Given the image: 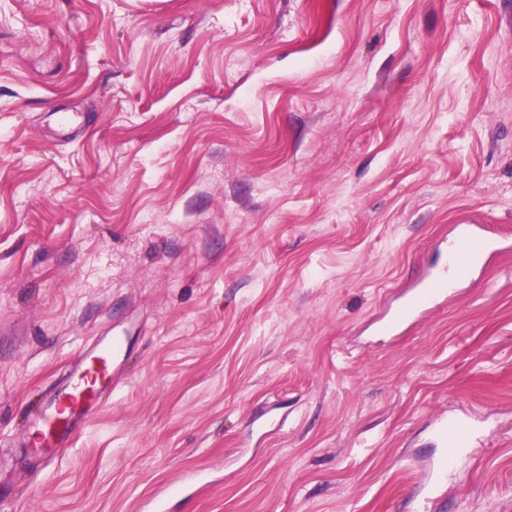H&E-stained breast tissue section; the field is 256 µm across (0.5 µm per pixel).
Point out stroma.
Returning a JSON list of instances; mask_svg holds the SVG:
<instances>
[{
    "instance_id": "35a3bbf8",
    "label": "stroma",
    "mask_w": 512,
    "mask_h": 512,
    "mask_svg": "<svg viewBox=\"0 0 512 512\" xmlns=\"http://www.w3.org/2000/svg\"><path fill=\"white\" fill-rule=\"evenodd\" d=\"M0 512H512V0H0ZM444 250L447 264L422 280L420 288L414 291L402 312L428 308L437 298L447 295L455 288L452 284L454 278L480 266L494 246L477 227L460 224L455 238L446 243ZM125 354L116 339L98 343L72 371L70 381L46 394L32 414L27 435L39 448L42 462L51 463L73 444L80 433L79 420L91 417L101 404V386L116 381L117 366ZM436 423L441 436L445 440L451 437L455 445H472L478 439L471 425L465 421L448 422V420L442 419Z\"/></svg>"
}]
</instances>
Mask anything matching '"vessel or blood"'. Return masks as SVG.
<instances>
[{
  "label": "vessel or blood",
  "instance_id": "obj_1",
  "mask_svg": "<svg viewBox=\"0 0 512 512\" xmlns=\"http://www.w3.org/2000/svg\"><path fill=\"white\" fill-rule=\"evenodd\" d=\"M493 249L491 240L477 227L459 225L455 238L445 245L446 264L422 280L406 303V310L430 307L437 298L447 295L456 276L480 266ZM123 355L118 341L98 343L84 355L68 383L46 394L42 405L32 414L28 429L30 444L39 449L43 462L56 461L73 444L80 433V419L92 416L98 409L101 387L116 379ZM437 427L442 437L452 438L457 445H470L477 439L471 425L461 420L442 419Z\"/></svg>",
  "mask_w": 512,
  "mask_h": 512
}]
</instances>
